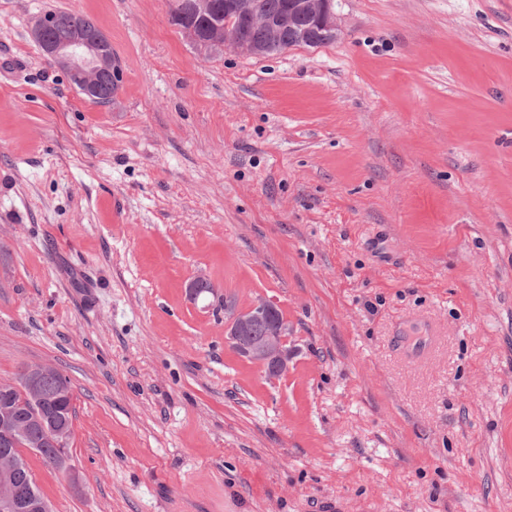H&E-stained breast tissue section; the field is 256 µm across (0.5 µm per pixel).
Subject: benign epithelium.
I'll list each match as a JSON object with an SVG mask.
<instances>
[{
	"instance_id": "benign-epithelium-1",
	"label": "benign epithelium",
	"mask_w": 512,
	"mask_h": 512,
	"mask_svg": "<svg viewBox=\"0 0 512 512\" xmlns=\"http://www.w3.org/2000/svg\"><path fill=\"white\" fill-rule=\"evenodd\" d=\"M332 5L333 0H288V6L282 13L264 16L255 10L251 0H224V14L233 15L248 25H262L272 35L288 26L297 31L296 42L288 44V47H315L317 43L297 29V20L305 17L314 27L336 32L338 26ZM50 22L49 17L39 16L32 28L34 38L43 43L44 55L49 60L62 65L70 73L86 77L110 63L99 42L94 40L43 41L45 28ZM224 45L244 55H259L265 51V48L234 35L226 36ZM186 295L194 304L204 302L202 309L205 311L218 308L224 311L225 343L241 358L272 377H279L287 371L286 324L277 322L268 326L261 336L250 335L253 324L270 313L269 302L258 299L250 307L239 309L228 302L223 290L202 271L187 284ZM25 431L26 426L19 424L11 415L5 413L0 416V444L3 447H12ZM0 512H51V507L46 503L19 499L3 488L0 490Z\"/></svg>"
}]
</instances>
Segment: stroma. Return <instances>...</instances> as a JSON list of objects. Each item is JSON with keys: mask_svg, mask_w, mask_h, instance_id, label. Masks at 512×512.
Instances as JSON below:
<instances>
[{"mask_svg": "<svg viewBox=\"0 0 512 512\" xmlns=\"http://www.w3.org/2000/svg\"><path fill=\"white\" fill-rule=\"evenodd\" d=\"M49 7L110 40V104L42 56ZM334 8L245 56L166 0H0V379L70 381L69 470L25 455L53 512H512V0ZM200 270L277 305L285 376ZM188 299L197 304L206 302L202 309L224 310L225 343L241 358L262 368L270 377H280L288 369V351L285 349L286 323L277 322L266 328L268 320L258 322L271 311V304L263 299L254 301L250 307L239 309L228 302L211 277L199 272L186 286ZM256 322V323H255ZM253 327V336H249Z\"/></svg>", "mask_w": 512, "mask_h": 512, "instance_id": "1", "label": "stroma"}]
</instances>
